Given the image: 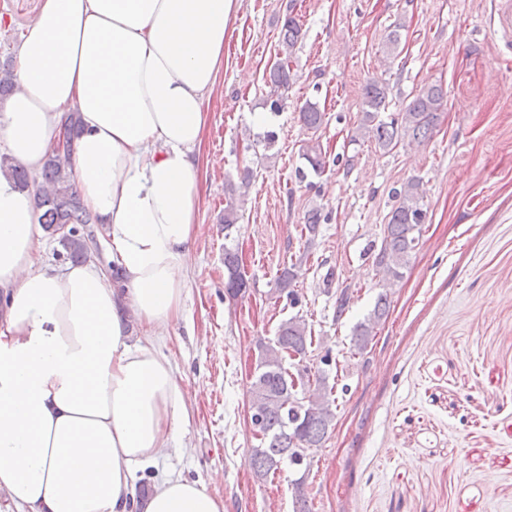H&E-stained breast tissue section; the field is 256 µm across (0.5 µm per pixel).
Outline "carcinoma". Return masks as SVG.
<instances>
[{
    "label": "carcinoma",
    "instance_id": "obj_1",
    "mask_svg": "<svg viewBox=\"0 0 512 512\" xmlns=\"http://www.w3.org/2000/svg\"><path fill=\"white\" fill-rule=\"evenodd\" d=\"M404 29L405 23L401 20L391 26L385 41L389 52L399 48ZM301 37L299 22L292 16L286 18L279 35L285 58L269 71L268 77V84L276 94V99L270 103L271 110L275 112L283 106L284 92L288 91L291 80L292 53ZM447 97L448 92L440 84L423 87L402 105L398 117L384 121L379 114L389 105L388 86L370 79L362 88L363 119L360 129L368 133L379 148L391 150L407 137L416 140L427 136L435 127ZM324 117L325 114L311 102L306 103L301 111L302 121L309 129L321 127ZM64 127V143L51 146L43 167L42 177L47 191L37 197L36 203L42 210L41 224L50 233L58 235L66 259L84 263L91 238L83 232V227L98 223V218L87 210L71 179L73 141L79 132L77 118L69 115ZM303 158L315 174L324 172L326 161L319 144L307 146ZM0 167L11 171L19 188L30 187V175L22 166L3 157ZM394 194L398 204L390 212L375 259L376 270L385 282L402 277L426 221L419 180H408ZM295 267L296 264H291L279 276L280 291L293 302L298 300L293 289ZM224 269L226 292L238 293L248 287L238 252L232 247H224ZM390 306L388 292H380L369 315L353 329L352 344L356 351L361 353L367 349L375 337L376 327L388 317ZM258 344L261 352L256 360L249 395L251 416L260 418L259 426L254 428L256 436L260 437V445L253 449L251 463L256 474L264 476L279 470L286 462L297 466L309 462L310 456L322 447L329 430L334 427L336 397L335 386L328 383L324 372L312 378L310 368L306 367L305 379L296 386L283 366L285 353L291 351L306 357L314 345V336L303 317H289L278 326L273 342L260 339ZM293 509L294 512H311L303 482L294 483Z\"/></svg>",
    "mask_w": 512,
    "mask_h": 512
}]
</instances>
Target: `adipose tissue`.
I'll return each mask as SVG.
<instances>
[{"instance_id":"1","label":"adipose tissue","mask_w":512,"mask_h":512,"mask_svg":"<svg viewBox=\"0 0 512 512\" xmlns=\"http://www.w3.org/2000/svg\"><path fill=\"white\" fill-rule=\"evenodd\" d=\"M237 0H45L0 104V149L41 168L77 112L72 174L123 285L43 265L29 191L0 171V494L18 512H224L170 473L189 400L154 342L178 319L199 231V152ZM143 332L131 340L128 321Z\"/></svg>"}]
</instances>
